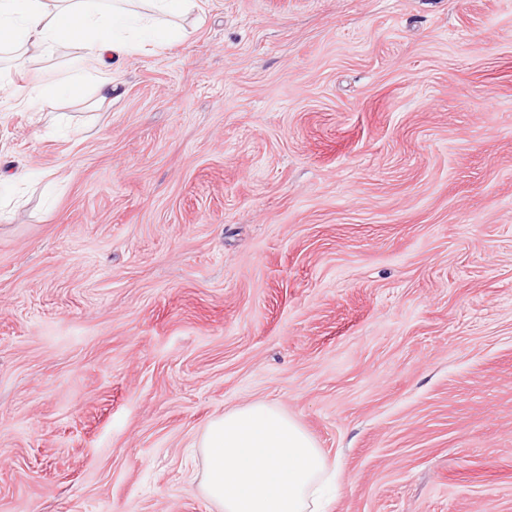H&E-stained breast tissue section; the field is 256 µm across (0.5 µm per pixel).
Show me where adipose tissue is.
<instances>
[{
    "mask_svg": "<svg viewBox=\"0 0 512 512\" xmlns=\"http://www.w3.org/2000/svg\"><path fill=\"white\" fill-rule=\"evenodd\" d=\"M195 0H0V49L51 51L76 44L100 76L98 100L112 97L107 70L127 54L133 40L161 42L179 35L175 18Z\"/></svg>",
    "mask_w": 512,
    "mask_h": 512,
    "instance_id": "obj_1",
    "label": "adipose tissue"
}]
</instances>
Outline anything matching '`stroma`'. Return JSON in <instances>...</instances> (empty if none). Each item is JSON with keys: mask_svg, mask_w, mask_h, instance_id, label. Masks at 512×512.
Listing matches in <instances>:
<instances>
[{"mask_svg": "<svg viewBox=\"0 0 512 512\" xmlns=\"http://www.w3.org/2000/svg\"><path fill=\"white\" fill-rule=\"evenodd\" d=\"M112 67L0 52V512H216L264 402L326 512H512V0H196Z\"/></svg>", "mask_w": 512, "mask_h": 512, "instance_id": "obj_1", "label": "stroma"}]
</instances>
